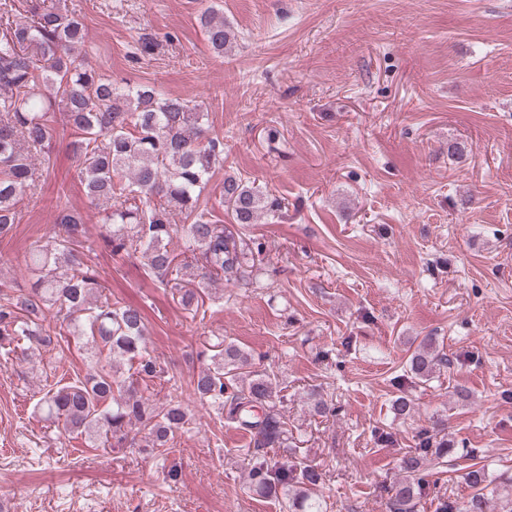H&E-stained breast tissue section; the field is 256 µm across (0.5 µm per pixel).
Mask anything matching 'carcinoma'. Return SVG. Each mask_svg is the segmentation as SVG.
<instances>
[{"instance_id": "cac0c4a2", "label": "carcinoma", "mask_w": 512, "mask_h": 512, "mask_svg": "<svg viewBox=\"0 0 512 512\" xmlns=\"http://www.w3.org/2000/svg\"><path fill=\"white\" fill-rule=\"evenodd\" d=\"M30 14L28 21H17L14 0H0V235L17 223L19 198L43 176L34 150L54 138L50 114L58 111L74 129L72 151L87 196L104 204V251L114 257L140 255L159 283L195 315L215 283L248 284L253 252H262L261 247H250L239 232L213 222L200 202L209 177L224 166V140L211 135L203 105L150 85L114 84L84 61V24L59 0L36 2ZM199 24L213 52L224 54L231 40L224 14L209 8ZM222 193L232 223L241 227L283 208L281 199L232 175L224 176ZM177 212L191 223H172ZM56 225L55 236L29 252L32 281L20 294L0 300V349L9 354L23 340L40 354L64 353L63 333L47 324L51 315L66 322L70 334L89 337L105 362L49 389L39 410L66 435L93 445L124 448L132 444L133 430L143 426L149 430L146 452L165 462L176 434L191 421L174 395L176 378L149 352L142 310L102 294L99 273L79 258L86 234L82 214L62 206ZM175 238L177 251L170 248ZM211 348L201 352L207 364L190 386L201 403L249 435L250 486L262 497H288V512H324L310 494L322 481L317 467L295 461L278 465L267 457V449L285 441L271 374L253 368L251 355L233 341L223 339ZM447 365V355L430 336L406 360L410 377L420 382ZM155 382L170 385L162 405L140 389ZM391 410L406 420L415 403L402 390ZM441 426L439 421L421 426L416 448L401 458L404 476L390 488L395 512H410L425 495V467L458 453L454 441L441 435ZM464 478L474 490L467 504L443 500L437 512H484L488 496L507 499L512 490V476H493L483 465L470 468Z\"/></svg>"}]
</instances>
